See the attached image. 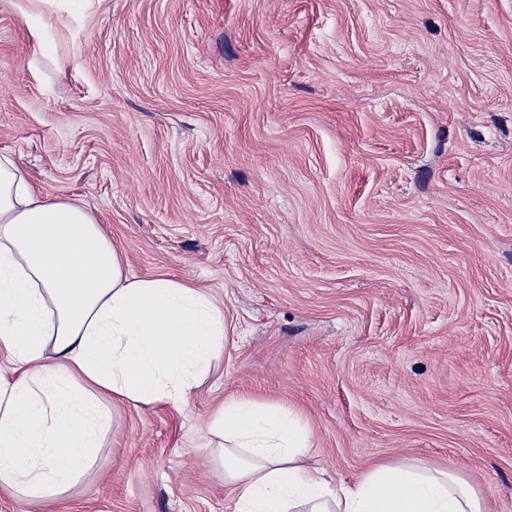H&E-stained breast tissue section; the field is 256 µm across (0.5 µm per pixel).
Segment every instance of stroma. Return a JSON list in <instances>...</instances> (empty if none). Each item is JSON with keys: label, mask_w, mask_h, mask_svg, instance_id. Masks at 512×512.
Here are the masks:
<instances>
[{"label": "stroma", "mask_w": 512, "mask_h": 512, "mask_svg": "<svg viewBox=\"0 0 512 512\" xmlns=\"http://www.w3.org/2000/svg\"><path fill=\"white\" fill-rule=\"evenodd\" d=\"M1 153L224 311L54 512H231V398L330 484L422 461L512 512V0H0Z\"/></svg>", "instance_id": "1"}]
</instances>
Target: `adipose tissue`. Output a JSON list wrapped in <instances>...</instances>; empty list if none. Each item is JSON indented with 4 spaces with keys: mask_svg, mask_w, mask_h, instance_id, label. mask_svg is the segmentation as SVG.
<instances>
[{
    "mask_svg": "<svg viewBox=\"0 0 512 512\" xmlns=\"http://www.w3.org/2000/svg\"><path fill=\"white\" fill-rule=\"evenodd\" d=\"M95 215L50 200L0 154V492L51 512L92 465L112 425L100 391L136 404L185 401L223 348L224 312L191 283L136 278ZM232 512H487L458 473L424 463H376L330 488L303 465L310 436L296 414L225 402Z\"/></svg>",
    "mask_w": 512,
    "mask_h": 512,
    "instance_id": "1",
    "label": "adipose tissue"
}]
</instances>
